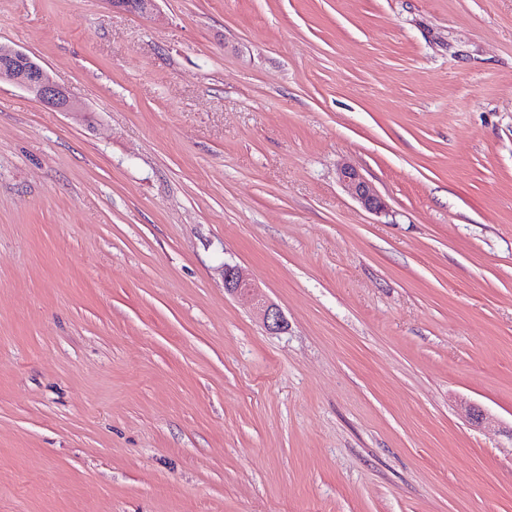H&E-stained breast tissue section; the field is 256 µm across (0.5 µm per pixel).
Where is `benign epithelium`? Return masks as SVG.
<instances>
[{
  "instance_id": "benign-epithelium-1",
  "label": "benign epithelium",
  "mask_w": 512,
  "mask_h": 512,
  "mask_svg": "<svg viewBox=\"0 0 512 512\" xmlns=\"http://www.w3.org/2000/svg\"><path fill=\"white\" fill-rule=\"evenodd\" d=\"M114 8L126 12L150 14L157 9V0H108ZM19 87L33 95L41 104L59 112L81 113L87 106L72 98L64 85L59 83L45 68L40 59L10 44L0 41V83ZM339 181L352 198L363 208L374 213L384 210L385 203L374 192L360 171L351 164L338 170ZM224 288L230 294L249 298L256 317L269 331L284 329L285 320L281 309L269 301L244 271L224 266Z\"/></svg>"
}]
</instances>
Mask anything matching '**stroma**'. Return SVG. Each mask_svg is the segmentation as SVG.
Returning a JSON list of instances; mask_svg holds the SVG:
<instances>
[{"label":"stroma","mask_w":512,"mask_h":512,"mask_svg":"<svg viewBox=\"0 0 512 512\" xmlns=\"http://www.w3.org/2000/svg\"><path fill=\"white\" fill-rule=\"evenodd\" d=\"M0 41L92 111L0 83V512H512V0H0ZM339 181L352 198L363 208L374 213L384 210L385 203L374 192L360 171L351 164H344L338 170ZM224 288L230 294L249 298L256 317L269 331L284 329L285 320L281 309L269 301L244 271L238 266L225 265Z\"/></svg>","instance_id":"stroma-1"}]
</instances>
